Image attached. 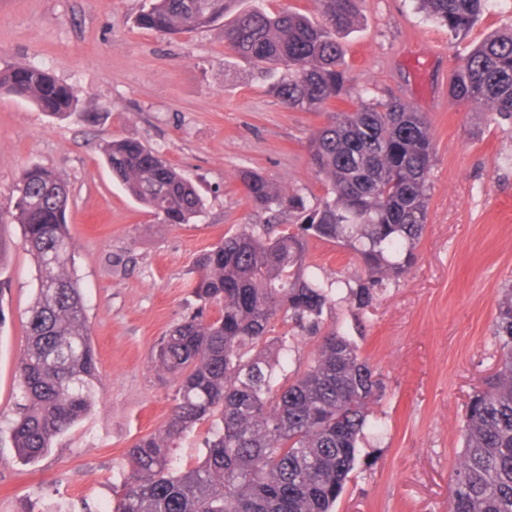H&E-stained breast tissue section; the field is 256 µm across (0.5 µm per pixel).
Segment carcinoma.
Here are the masks:
<instances>
[{
	"mask_svg": "<svg viewBox=\"0 0 512 512\" xmlns=\"http://www.w3.org/2000/svg\"><path fill=\"white\" fill-rule=\"evenodd\" d=\"M235 0H151L137 24L185 34L224 18ZM322 26L288 10L248 7L224 24L225 47L255 66L285 72L271 85L288 109L320 110L348 82L336 34L350 28L357 0H318ZM419 9L459 35L486 0H417ZM0 93L53 116H72L74 89L29 64L0 71ZM449 97L492 121L512 122V33L491 36L466 56ZM327 186L314 207L264 175L239 179L268 223L245 226L196 260L191 283L198 312L159 343L156 365L178 378L165 425L126 452L127 475L113 512H333L354 469L359 441L383 396L379 374L357 344L324 325L335 300L330 285L306 274L313 238L354 253L365 276L345 281L359 309L405 277L427 224L435 147L425 113L402 99L361 102L334 112L309 142ZM113 176L164 224H192L205 210L193 184L158 151L136 139L109 142ZM0 210V264L10 249L5 225L22 227L21 244L38 288L18 373L12 443L33 461L90 408L98 390L97 357L85 321L66 222L68 189L51 168L31 165ZM218 315L207 316V309ZM282 327L276 331V327ZM302 334L316 351L304 369L277 374L266 352L288 362V341ZM498 368L474 392L462 451L448 486V512H512V285L496 305ZM211 423L201 461L172 471L169 449L189 429Z\"/></svg>",
	"mask_w": 512,
	"mask_h": 512,
	"instance_id": "obj_1",
	"label": "carcinoma"
}]
</instances>
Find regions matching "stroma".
Masks as SVG:
<instances>
[{"label": "stroma", "mask_w": 512, "mask_h": 512, "mask_svg": "<svg viewBox=\"0 0 512 512\" xmlns=\"http://www.w3.org/2000/svg\"><path fill=\"white\" fill-rule=\"evenodd\" d=\"M143 0H0V70L48 69L75 87L83 120L52 116L0 94V207L23 169L40 164L67 183L73 268L98 357L91 409L41 458L27 462L9 427L18 364L37 288L33 258L13 241L0 278V512H100L115 505L125 453L165 424L174 377L156 345L198 306L197 257L265 213L236 174L257 170L316 206L325 183L307 144L329 112L402 98L427 114L435 144L426 230L411 272L372 306L337 303L327 324L352 339L382 375L367 427L334 512H448L466 403L493 372V316L512 281V123L477 119L448 84L473 46L512 29V0H488L455 36L416 0H358L339 40L349 80L330 109L285 108L270 79L224 48V26L168 36L137 26ZM142 141L206 199L193 224H162L113 179L103 146ZM306 261L326 283L359 275L346 248L311 240Z\"/></svg>", "instance_id": "obj_1"}]
</instances>
